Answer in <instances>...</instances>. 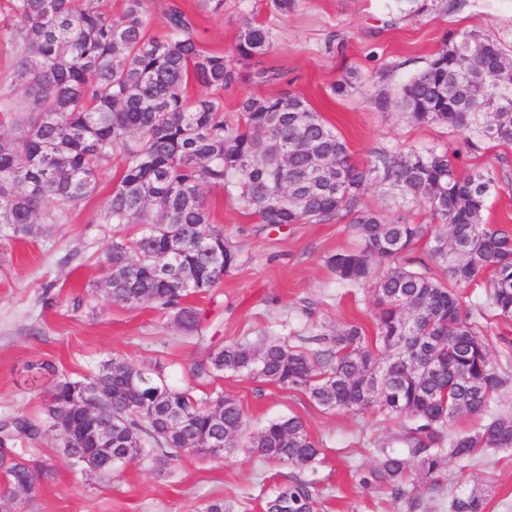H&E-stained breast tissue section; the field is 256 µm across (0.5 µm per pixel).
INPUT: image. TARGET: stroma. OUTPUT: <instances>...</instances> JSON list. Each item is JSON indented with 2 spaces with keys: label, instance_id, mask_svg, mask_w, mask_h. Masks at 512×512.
I'll use <instances>...</instances> for the list:
<instances>
[{
  "label": "stroma",
  "instance_id": "1",
  "mask_svg": "<svg viewBox=\"0 0 512 512\" xmlns=\"http://www.w3.org/2000/svg\"><path fill=\"white\" fill-rule=\"evenodd\" d=\"M443 0H297L281 16L267 0H226L211 13L202 0H149L153 29L161 31L164 11L180 4L195 21L203 49L232 55L244 16L273 28L272 52L252 61L247 78L225 90L224 113L235 117L248 94L304 95L348 143L355 159L377 147L412 145L443 148L447 127L419 124L398 108L380 111L370 102L378 89L406 82L426 58L470 31L493 32L512 46V0H460L454 11ZM263 67L283 69V79L256 83ZM346 80V94L331 87ZM489 169L497 186L488 206L490 223L512 230V146L482 144L465 151L462 172ZM122 171L120 161L104 168L95 193L82 208L57 224L36 225L20 240L0 237V420L24 413L39 416L54 372L78 378L102 361L118 359L161 368L170 384H195L197 395L233 396L245 415L247 434L269 421L300 418L322 453L304 468L264 460L250 448L201 457L184 453L171 462L157 455L115 465L111 476L82 471L46 432L38 455L51 469L37 482L21 512H201L223 499L228 512H268L287 486H310L313 512H406L404 500L360 485L359 476L379 460L376 443L398 432L402 419L376 411H328L301 390L249 377H216L194 382L192 367L209 348L275 338L296 342L308 330L360 323L375 334L378 304L371 288L338 283L326 259L351 245L347 222L258 223L250 211L223 193L207 192L214 226L237 245V265L209 293L189 298L201 316L202 333L185 331L174 312L112 303L93 285L112 243V227L95 223ZM483 484L491 489L487 512H512V448L486 449L470 461L449 460L436 501L449 512L452 495Z\"/></svg>",
  "mask_w": 512,
  "mask_h": 512
}]
</instances>
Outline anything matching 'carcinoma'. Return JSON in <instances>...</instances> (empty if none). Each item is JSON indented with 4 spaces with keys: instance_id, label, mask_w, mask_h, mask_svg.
Listing matches in <instances>:
<instances>
[{
    "instance_id": "cac0c4a2",
    "label": "carcinoma",
    "mask_w": 512,
    "mask_h": 512,
    "mask_svg": "<svg viewBox=\"0 0 512 512\" xmlns=\"http://www.w3.org/2000/svg\"><path fill=\"white\" fill-rule=\"evenodd\" d=\"M7 9L13 22L0 32L21 43L12 77L23 85V99L0 90V127L9 129L0 133V232L19 240L40 220L58 223L95 192L101 170L120 160V180L98 215L99 223L112 225V244L96 288L116 304L171 309L183 328L197 332L200 314L183 300L216 287L238 260L224 231L210 223L207 191L223 192L261 224L347 218L357 245L331 255L328 265L347 287L374 286L376 336L351 322L300 336L297 345L229 342L199 360L192 376L253 375L301 389L326 409L407 418L393 437L405 451L378 446V464L359 479L406 500L407 512L435 509L422 495H408L407 481L430 494L440 487L447 458L512 448V414L491 409L512 371L511 339L499 337L502 363L490 357L489 325L512 320V232L486 216L497 186L493 172L463 175L460 150L438 147L382 146L356 161L346 140L291 92L246 95L238 121H229L221 93L237 82V68L223 53L200 48L192 16L177 3L165 12L161 35L150 33L148 0H125L118 16L101 0H8ZM273 47L271 28L244 20L237 61L249 63ZM192 80L205 93L189 97ZM371 102L381 111L394 103L417 122L445 124L471 150L485 140L512 145V49L490 31L465 32ZM374 183L411 212L425 208L437 227L406 215L387 220L369 208L366 190ZM129 224L143 230L131 236ZM377 262L386 264L381 274ZM485 268V299L469 304L460 289ZM408 321L416 327L414 341L431 345L416 361L403 341ZM96 383L112 388V402L101 405L112 422V447L78 437L73 463L88 456L100 475L112 474L118 448L131 449V461L146 444L170 461L184 452L211 456L217 442L235 447L246 428L235 398L198 397L194 387L173 386L157 369L116 359L81 379H54L47 398L60 406L56 422L77 425L78 406ZM155 398L154 415L142 417L139 406ZM49 412L0 422V512H16L36 490L46 464L23 457L16 445L39 442ZM174 415L186 426H172ZM463 417L478 420L476 428L449 434L448 422ZM250 447L295 466L321 454L295 416L268 422ZM488 497L482 489L456 494L450 512H486ZM312 505L313 493L298 483L272 510L311 512Z\"/></svg>"
}]
</instances>
